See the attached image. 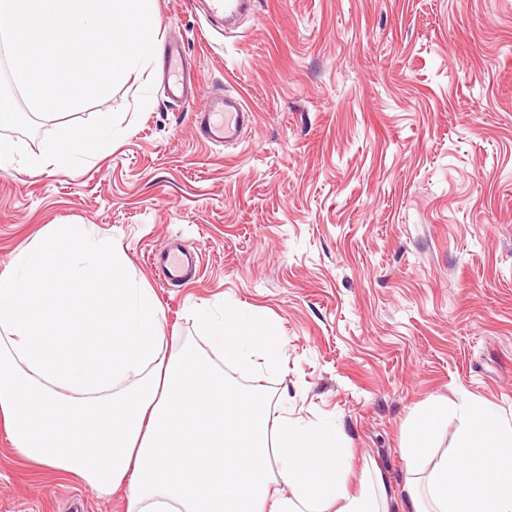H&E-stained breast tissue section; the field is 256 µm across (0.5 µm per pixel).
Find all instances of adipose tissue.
<instances>
[{
  "label": "adipose tissue",
  "instance_id": "obj_1",
  "mask_svg": "<svg viewBox=\"0 0 512 512\" xmlns=\"http://www.w3.org/2000/svg\"><path fill=\"white\" fill-rule=\"evenodd\" d=\"M108 146L101 128L64 126L33 169ZM162 319L122 247L86 225H54L21 252L0 271V431L13 448L103 495L127 486V512H396L382 471L350 492L335 424L271 417L260 388L225 379L215 357L280 365L252 310H198L208 358L166 340ZM446 414L412 421L403 512H512V421L463 403L451 447L430 449Z\"/></svg>",
  "mask_w": 512,
  "mask_h": 512
}]
</instances>
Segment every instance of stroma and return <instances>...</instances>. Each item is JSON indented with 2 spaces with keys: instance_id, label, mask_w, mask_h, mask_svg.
I'll return each mask as SVG.
<instances>
[{
  "instance_id": "35a3bbf8",
  "label": "stroma",
  "mask_w": 512,
  "mask_h": 512,
  "mask_svg": "<svg viewBox=\"0 0 512 512\" xmlns=\"http://www.w3.org/2000/svg\"><path fill=\"white\" fill-rule=\"evenodd\" d=\"M158 42L203 74L170 99L157 64L94 104L34 116L0 168V269L54 224L119 242L152 288L165 335L208 354L195 317L249 308L283 345L281 369L225 376L261 386L271 416L335 423L353 476L382 469L402 494L414 416L484 399L512 420V0H251L237 28L207 0H151ZM255 120L235 148L194 125L212 93ZM112 117L111 149L33 173L61 125ZM202 268L164 283L147 254L169 237ZM126 512L37 472L0 432V512Z\"/></svg>"
}]
</instances>
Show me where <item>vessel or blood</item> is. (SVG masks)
<instances>
[{
  "label": "vessel or blood",
  "instance_id": "vessel-or-blood-1",
  "mask_svg": "<svg viewBox=\"0 0 512 512\" xmlns=\"http://www.w3.org/2000/svg\"><path fill=\"white\" fill-rule=\"evenodd\" d=\"M247 5V0H209L211 16H223L225 23H232ZM161 71L171 98L186 99L188 90L199 80L192 70L181 44L169 41L162 48ZM198 118L205 139L215 145L235 144L242 131L254 121L252 110L243 99L230 94L209 97L205 112ZM150 264L163 278L173 285H182L194 279L202 265L200 252L191 251L173 243L162 250L152 251Z\"/></svg>",
  "mask_w": 512,
  "mask_h": 512
}]
</instances>
